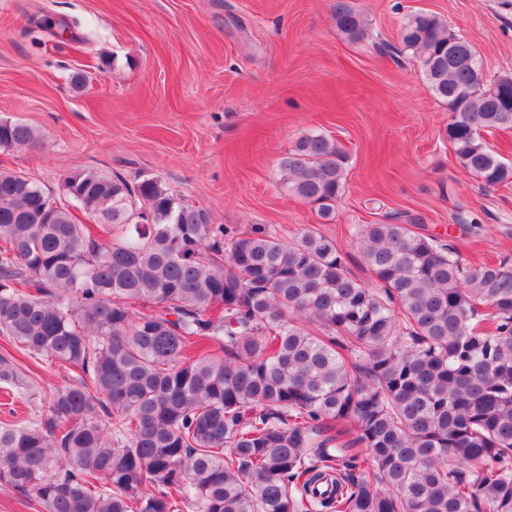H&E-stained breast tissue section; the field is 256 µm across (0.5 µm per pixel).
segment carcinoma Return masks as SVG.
<instances>
[{"instance_id":"1","label":"carcinoma","mask_w":512,"mask_h":512,"mask_svg":"<svg viewBox=\"0 0 512 512\" xmlns=\"http://www.w3.org/2000/svg\"><path fill=\"white\" fill-rule=\"evenodd\" d=\"M334 20L370 35L344 3ZM401 32L459 162L511 184L482 132L512 129V75L435 13ZM35 143L0 119V150ZM347 160L305 134L282 186L329 224ZM61 190L0 170V335L71 374L0 425L1 484L44 512H512V265H465L400 215L356 233L372 287L317 228L234 234L156 176ZM0 383L32 400L11 355Z\"/></svg>"}]
</instances>
